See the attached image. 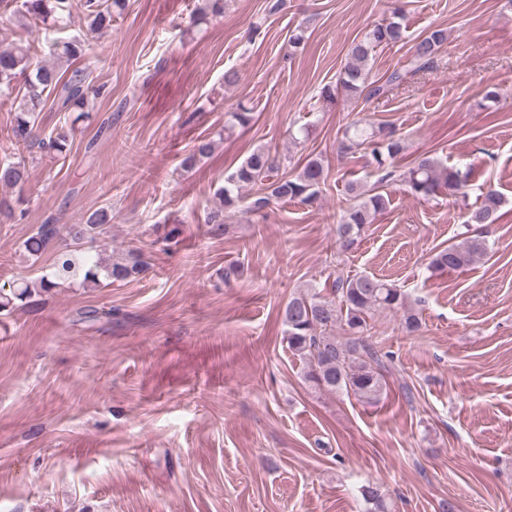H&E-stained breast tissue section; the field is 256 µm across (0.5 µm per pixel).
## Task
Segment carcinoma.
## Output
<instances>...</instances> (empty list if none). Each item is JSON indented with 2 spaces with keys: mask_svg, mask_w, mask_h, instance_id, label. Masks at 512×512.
<instances>
[{
  "mask_svg": "<svg viewBox=\"0 0 512 512\" xmlns=\"http://www.w3.org/2000/svg\"><path fill=\"white\" fill-rule=\"evenodd\" d=\"M18 23L25 26L38 20L52 28L63 22L70 13L71 0H12ZM88 29L92 32L112 26L114 13L126 8V0H85ZM224 0H197L194 15L205 18L221 14ZM406 39L401 9L391 16L370 26L363 38L353 43L350 61L340 71L335 85L322 88L321 97L336 103L339 96L367 100L386 93V86L370 81L369 62L377 48L394 46ZM448 40L445 28L428 30L413 45V61L416 70L427 68L437 51ZM49 53L56 60L74 62L84 52L85 42L79 38L47 39ZM93 90L91 72L82 67L62 70L54 63H36L30 53V44L18 41L9 48L0 49V97L15 104L12 137L15 143L28 146L35 144L45 154L56 157L69 151L75 126L88 117V94ZM57 100L60 111L74 115L69 126H60L48 135L38 130L37 118L49 97ZM215 141L199 138L183 158L182 167L193 169L197 163L210 157ZM358 149L369 152L377 168L383 170L404 150L402 140L392 130L349 126L343 132L338 151L344 154ZM279 162L269 150L257 148L224 179L217 195L222 206L211 212L208 233L221 236L227 232L224 212L237 206L239 191L249 185L259 184L263 195L252 202V210L267 207L273 199L313 202L325 183L326 171L319 158H309L292 178H277ZM28 178L25 162L12 155L0 157V186L16 188ZM469 172L448 168L431 155L419 156L404 176L407 194L417 199H428L438 194L452 198L462 193L468 185ZM353 204L336 225V243L343 251L352 249L365 227L374 223L390 203L389 196L375 190H361L354 183L348 185ZM503 196L487 187L481 191L475 206L465 214V224L480 228L495 224L501 217ZM112 224V208L102 207L90 213L81 224H42L23 243L26 257L38 260L51 246L62 238L81 246L101 241ZM488 241L483 232L467 236L460 243H453L437 251L430 262L434 272L464 271L487 256ZM83 273L82 285L97 287L100 278L127 281L146 272L147 266L137 249H129L121 255L105 259L97 252L86 254L81 266H76L69 250L59 251L54 263V279H43L38 284L19 282L10 292L0 291V310L7 311L15 301L25 302L35 295L48 293L59 282ZM333 296L325 297L316 291L292 297L283 312L286 326L285 340L288 349L299 356L305 367V379L320 391L331 394H352L357 399L375 403L386 392L384 368L379 350L370 336V321L378 310L402 312L403 326L412 334L421 329L419 314L407 305V298L395 284L370 275L338 278L333 283ZM361 496L367 512H391L386 494L380 484H368L361 488Z\"/></svg>",
  "mask_w": 512,
  "mask_h": 512,
  "instance_id": "1",
  "label": "carcinoma"
}]
</instances>
